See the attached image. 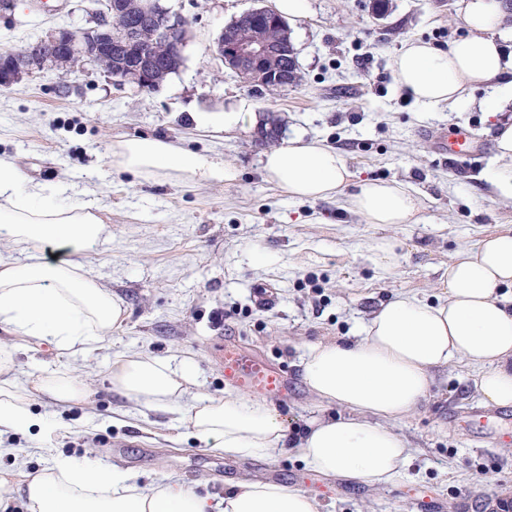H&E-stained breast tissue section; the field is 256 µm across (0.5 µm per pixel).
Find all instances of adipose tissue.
<instances>
[{
	"label": "adipose tissue",
	"instance_id": "1",
	"mask_svg": "<svg viewBox=\"0 0 512 512\" xmlns=\"http://www.w3.org/2000/svg\"><path fill=\"white\" fill-rule=\"evenodd\" d=\"M468 30L448 49L407 40L393 60L398 86L418 104L467 105L484 89L482 110L492 121L494 157L483 178L498 200L512 201V16L501 0H457ZM112 158L125 172L172 183H230L236 168L220 154L188 151L157 137L118 138ZM261 172L292 197H343L369 224H411L419 211L415 190L397 181H354L345 154L319 139L294 137L262 153ZM106 231L87 203H60L0 160V238L12 255L0 256V324L15 335L52 345L58 354H86L123 323L127 310L79 256ZM56 258L42 255L43 246ZM512 225H501L460 249L448 264L443 296L432 303L401 293L372 311L355 336L323 338L308 346L302 378L325 414L313 417L294 447L307 466L328 478L378 489L401 477L413 451L397 428L425 398L435 370L460 361L473 372L474 391L488 406L512 405ZM13 360L0 356V435L39 426L31 401L80 403L87 387L45 372L21 388L6 381ZM113 392L137 405L179 411L181 424L214 451L276 459L286 428L259 396L202 397L191 356L170 361L142 351L115 355L107 376ZM0 492L18 496L26 512H213L210 496L179 481L137 487L129 473L96 460L54 457L34 475L0 469ZM223 512H320L298 488L236 482Z\"/></svg>",
	"mask_w": 512,
	"mask_h": 512
}]
</instances>
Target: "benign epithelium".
<instances>
[{"label":"benign epithelium","instance_id":"benign-epithelium-1","mask_svg":"<svg viewBox=\"0 0 512 512\" xmlns=\"http://www.w3.org/2000/svg\"><path fill=\"white\" fill-rule=\"evenodd\" d=\"M131 13L159 22L158 34L168 42L170 52L180 55L188 41L189 21L165 5V0H106V10L96 17V25L87 30L60 28L38 39L26 60H17L8 52L0 53V86H9L24 73L70 61L78 56L95 63L112 55V50H131L137 43V28L127 29L120 41L112 43V14ZM212 53L224 67L234 70L249 65L258 73L257 84L278 79L279 55L268 44L244 30L224 29L213 43ZM118 85L130 84L138 91H154L152 69L142 64L123 68L114 80Z\"/></svg>","mask_w":512,"mask_h":512}]
</instances>
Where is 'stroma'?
<instances>
[{"label": "stroma", "mask_w": 512, "mask_h": 512, "mask_svg": "<svg viewBox=\"0 0 512 512\" xmlns=\"http://www.w3.org/2000/svg\"><path fill=\"white\" fill-rule=\"evenodd\" d=\"M190 22L184 64L151 93L114 84L98 67L72 73L58 87L51 70L35 69L0 87V158L31 184L54 187L61 202L93 204L107 232L82 254L127 308L123 324L84 356L58 355L0 326V351L11 353L13 382L57 371L79 378L89 400L50 407L35 416L58 422L53 437L39 430L0 438V468L39 471L52 456L91 457L126 469L143 488L178 479L218 496L247 475L303 488L322 512H489V502L512 492V452L503 425L512 408L482 405L466 384L463 363L436 374L420 408L400 422L417 451L405 473L378 490L332 484L292 446L275 460L228 457L159 414L112 394L113 355L142 350L165 359L191 355L199 394L221 397L233 387L208 354L212 337L234 339L287 376V399L276 401L288 435L302 433L317 414L303 384L300 357L324 337L345 339L371 310L396 294L429 302L455 252L495 225L512 224V203L492 199L481 178L494 156L490 120L478 105L426 109L397 85L392 60L405 41L440 48L467 34L454 0H390L377 14L373 0H309L291 19L301 82L255 91L221 73L210 47L232 19L257 0H169ZM103 0H0V51L67 27L94 26ZM244 100L280 121V136L319 139L341 148L359 178L396 180L419 194L413 224H368L341 199L300 201L267 182L252 128L230 134L195 131L194 112H221ZM469 132L483 153L464 165L438 158L432 137ZM171 138L196 152L222 154L236 166L235 182L175 185L144 180L112 160L121 137ZM386 237L397 262L384 271L370 245ZM269 260L257 266L250 248ZM267 289L268 304L255 296Z\"/></svg>", "instance_id": "obj_1"}]
</instances>
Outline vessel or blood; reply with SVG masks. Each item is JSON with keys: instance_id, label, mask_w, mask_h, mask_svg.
Masks as SVG:
<instances>
[{"instance_id": "1", "label": "vessel or blood", "mask_w": 512, "mask_h": 512, "mask_svg": "<svg viewBox=\"0 0 512 512\" xmlns=\"http://www.w3.org/2000/svg\"><path fill=\"white\" fill-rule=\"evenodd\" d=\"M440 155L461 163L479 157L480 149L468 134H459L455 139L441 138L435 142ZM211 355L225 377L240 391L249 395H267L280 390L283 383L267 366L240 351L233 342L217 341L211 349Z\"/></svg>"}]
</instances>
